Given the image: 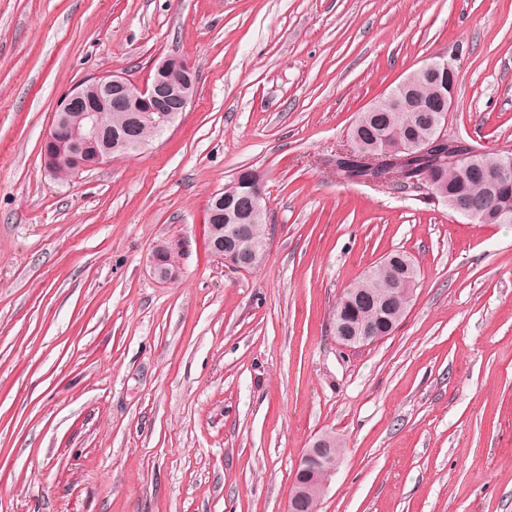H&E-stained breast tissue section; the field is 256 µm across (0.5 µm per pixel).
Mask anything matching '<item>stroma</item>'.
<instances>
[{"label":"stroma","instance_id":"35a3bbf8","mask_svg":"<svg viewBox=\"0 0 512 512\" xmlns=\"http://www.w3.org/2000/svg\"><path fill=\"white\" fill-rule=\"evenodd\" d=\"M433 56L448 134L512 147V0H0V512H286L325 433L319 512H512V224L329 163ZM167 57L197 88L172 129L45 169L67 91ZM247 167L270 250L244 273L204 231ZM394 251L420 270L406 316L342 348L332 306ZM335 440L328 435H321L304 450L300 456L292 484L288 490V508L286 512L306 511V505L312 496L321 499L327 492L331 477L335 474L340 463V457L333 452ZM322 459L332 463L323 474L317 469Z\"/></svg>","mask_w":512,"mask_h":512}]
</instances>
